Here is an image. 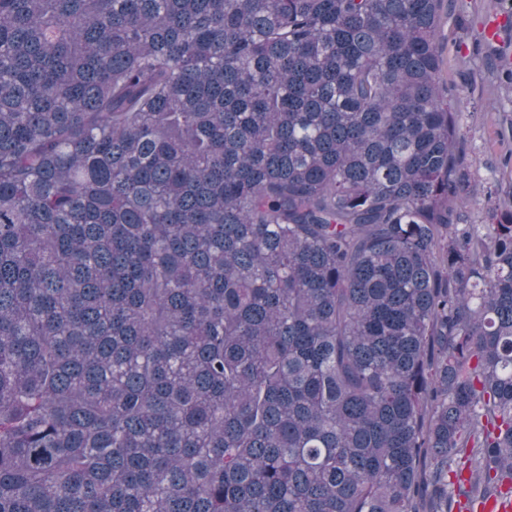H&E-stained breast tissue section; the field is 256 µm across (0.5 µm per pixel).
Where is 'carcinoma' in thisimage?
<instances>
[{"label":"carcinoma","mask_w":512,"mask_h":512,"mask_svg":"<svg viewBox=\"0 0 512 512\" xmlns=\"http://www.w3.org/2000/svg\"><path fill=\"white\" fill-rule=\"evenodd\" d=\"M441 3L0 0V512L512 489V203L460 223Z\"/></svg>","instance_id":"1"}]
</instances>
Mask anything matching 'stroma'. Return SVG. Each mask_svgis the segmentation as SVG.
I'll use <instances>...</instances> for the list:
<instances>
[{"instance_id":"obj_1","label":"stroma","mask_w":512,"mask_h":512,"mask_svg":"<svg viewBox=\"0 0 512 512\" xmlns=\"http://www.w3.org/2000/svg\"><path fill=\"white\" fill-rule=\"evenodd\" d=\"M494 7L512 10V0H443L441 12L442 81L462 114L471 162L469 195L460 208L469 224L488 223L494 202L512 199V82L481 31Z\"/></svg>"}]
</instances>
